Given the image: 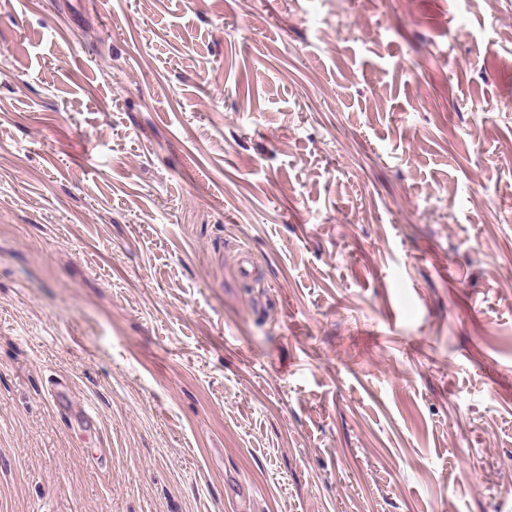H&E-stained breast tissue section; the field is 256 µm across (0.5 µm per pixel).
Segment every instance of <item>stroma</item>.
I'll return each instance as SVG.
<instances>
[{"label":"stroma","mask_w":512,"mask_h":512,"mask_svg":"<svg viewBox=\"0 0 512 512\" xmlns=\"http://www.w3.org/2000/svg\"><path fill=\"white\" fill-rule=\"evenodd\" d=\"M0 512H512V0H0Z\"/></svg>","instance_id":"35a3bbf8"}]
</instances>
